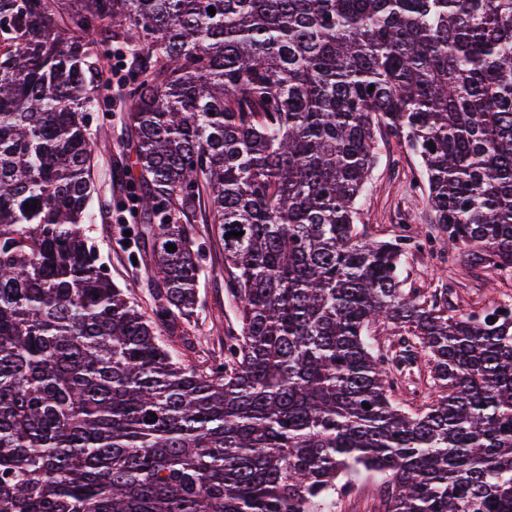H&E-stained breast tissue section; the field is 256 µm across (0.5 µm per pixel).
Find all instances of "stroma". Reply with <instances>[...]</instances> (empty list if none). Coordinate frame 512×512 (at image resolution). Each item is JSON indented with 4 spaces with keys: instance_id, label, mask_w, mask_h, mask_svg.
Listing matches in <instances>:
<instances>
[{
    "instance_id": "1",
    "label": "stroma",
    "mask_w": 512,
    "mask_h": 512,
    "mask_svg": "<svg viewBox=\"0 0 512 512\" xmlns=\"http://www.w3.org/2000/svg\"><path fill=\"white\" fill-rule=\"evenodd\" d=\"M126 72L124 57L113 56L105 64L100 106L89 116L88 132L97 152L93 160L91 221L85 226V234L95 245L99 262L112 282L126 289L129 297L148 312L155 295L151 245L139 240L128 247L121 240L123 226L138 222L129 211L139 169L126 124L127 103L121 81ZM378 157L360 201V230L373 239L412 236L423 230L433 241L431 249L409 253L407 287L430 293L447 291L448 307L457 314L482 311L490 298L512 302L511 274L491 277L489 269L470 266L465 250H449L432 222L427 193L420 187L423 173L412 153L388 139L380 141ZM193 227L197 242L204 245L197 284L201 307L194 323L177 324L165 336L177 348L183 337H195L187 361L196 364L223 348L224 334L234 326L235 317L232 301L225 293L224 252L210 225L197 220Z\"/></svg>"
}]
</instances>
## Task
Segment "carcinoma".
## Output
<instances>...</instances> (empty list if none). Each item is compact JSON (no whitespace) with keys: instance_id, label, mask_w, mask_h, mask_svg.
<instances>
[{"instance_id":"carcinoma-1","label":"carcinoma","mask_w":512,"mask_h":512,"mask_svg":"<svg viewBox=\"0 0 512 512\" xmlns=\"http://www.w3.org/2000/svg\"><path fill=\"white\" fill-rule=\"evenodd\" d=\"M114 42L149 315L84 234ZM383 136L448 247L512 273V0H0V512H336L363 472L383 512H512V313H449L359 234ZM203 202L238 330L190 365L162 331ZM416 392V393H415ZM428 392L427 376L422 367L421 373L414 369V374L410 379H406L403 385V392L400 395L401 404L406 407L412 408L421 403V400Z\"/></svg>"}]
</instances>
